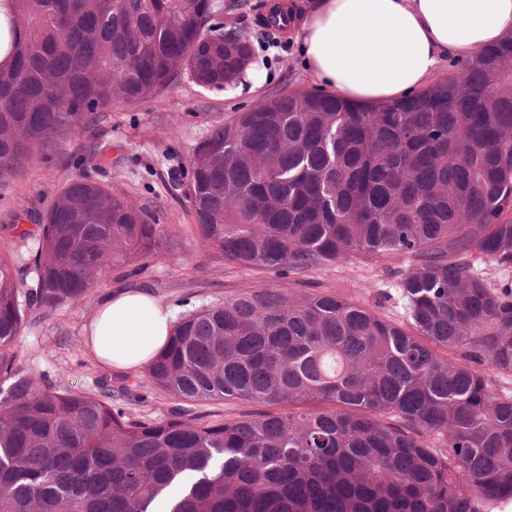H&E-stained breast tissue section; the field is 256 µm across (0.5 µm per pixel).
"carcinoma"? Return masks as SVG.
I'll return each instance as SVG.
<instances>
[{
  "instance_id": "cac0c4a2",
  "label": "carcinoma",
  "mask_w": 512,
  "mask_h": 512,
  "mask_svg": "<svg viewBox=\"0 0 512 512\" xmlns=\"http://www.w3.org/2000/svg\"><path fill=\"white\" fill-rule=\"evenodd\" d=\"M215 8L0 0V182L182 74L206 89L241 79L250 48ZM190 165L200 237L224 261L407 257L404 322L278 288L201 307L145 375L183 402L265 407L226 419H137L23 375L12 348L29 312L178 250L143 210L73 180L40 225L26 294L0 256V512H480L512 497V395L488 378L512 373V287L473 261L512 266V35L403 100L280 93L212 129Z\"/></svg>"
}]
</instances>
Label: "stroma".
<instances>
[{
	"label": "stroma",
	"mask_w": 512,
	"mask_h": 512,
	"mask_svg": "<svg viewBox=\"0 0 512 512\" xmlns=\"http://www.w3.org/2000/svg\"><path fill=\"white\" fill-rule=\"evenodd\" d=\"M272 0H216V23L248 39L254 61L263 69L262 85L251 77L207 90L188 76L132 105H118L100 126L81 129L55 148L21 164L20 175L0 187V252L26 255L30 243L19 231L38 234L49 206L70 181L87 179L112 190L133 206L168 225L179 243L176 256L142 260L139 269L110 268L81 299L55 310L30 313L13 350L16 365L34 378H50L71 390L98 392L113 387L112 404L136 417L162 420L180 402L148 384L142 373H117L102 367L85 346V327L100 300L119 287L149 289L175 318L224 297L255 288H279L298 298L335 293L392 321H402L398 285L408 271L407 258L365 260L351 257L304 273L281 277L273 272L225 262L202 243L191 205L190 156L213 126L275 94L314 90L295 42L296 28L271 31L265 17ZM133 385L132 396L120 391Z\"/></svg>",
	"instance_id": "35a3bbf8"
}]
</instances>
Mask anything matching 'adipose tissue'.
Returning a JSON list of instances; mask_svg holds the SVG:
<instances>
[{
    "label": "adipose tissue",
    "instance_id": "ef3b65f1",
    "mask_svg": "<svg viewBox=\"0 0 512 512\" xmlns=\"http://www.w3.org/2000/svg\"><path fill=\"white\" fill-rule=\"evenodd\" d=\"M512 31V0H314L296 36L310 79L349 99L388 101L425 86L452 60H472ZM173 314L150 291L108 294L85 345L106 368L143 370Z\"/></svg>",
    "mask_w": 512,
    "mask_h": 512
}]
</instances>
